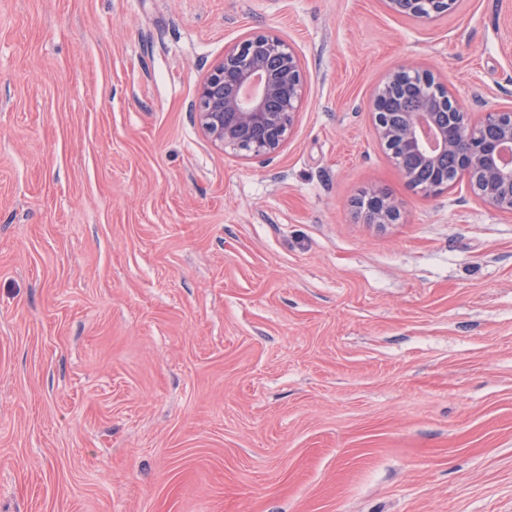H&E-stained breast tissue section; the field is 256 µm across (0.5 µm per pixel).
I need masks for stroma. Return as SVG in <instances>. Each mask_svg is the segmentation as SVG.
Returning a JSON list of instances; mask_svg holds the SVG:
<instances>
[{
	"label": "stroma",
	"mask_w": 512,
	"mask_h": 512,
	"mask_svg": "<svg viewBox=\"0 0 512 512\" xmlns=\"http://www.w3.org/2000/svg\"><path fill=\"white\" fill-rule=\"evenodd\" d=\"M248 32L307 76L264 162L190 114ZM405 62L512 109V0H0V512H512V214L387 156ZM386 8L396 14L431 23L454 13L460 0H384ZM364 219L371 224L383 226L396 223L400 219V211L396 204L383 194L372 192L358 202Z\"/></svg>",
	"instance_id": "obj_1"
}]
</instances>
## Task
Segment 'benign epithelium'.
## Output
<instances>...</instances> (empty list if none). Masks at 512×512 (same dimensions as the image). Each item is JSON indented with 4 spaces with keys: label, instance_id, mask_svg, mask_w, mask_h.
Returning <instances> with one entry per match:
<instances>
[{
    "label": "benign epithelium",
    "instance_id": "obj_1",
    "mask_svg": "<svg viewBox=\"0 0 512 512\" xmlns=\"http://www.w3.org/2000/svg\"><path fill=\"white\" fill-rule=\"evenodd\" d=\"M460 0H384L396 14L431 23L454 13ZM306 91L296 51L276 35L246 34L200 84L193 119L215 146L243 159L279 154L293 134ZM372 123L379 144L410 186L429 197L463 181L482 202L512 213V111L487 110L475 122L429 70L403 65L377 87ZM493 135H485L487 129ZM451 155L448 175L439 160ZM432 169L419 183L417 170ZM364 219L383 226L400 219L396 204L372 192L360 199Z\"/></svg>",
    "mask_w": 512,
    "mask_h": 512
}]
</instances>
